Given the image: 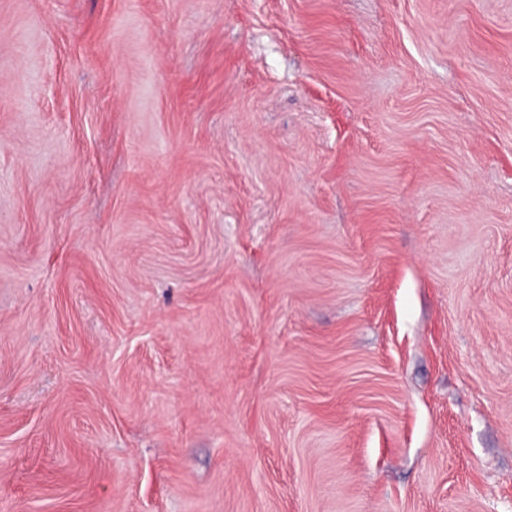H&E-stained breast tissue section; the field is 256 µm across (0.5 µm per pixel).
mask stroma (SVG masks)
<instances>
[{
  "instance_id": "obj_1",
  "label": "stroma",
  "mask_w": 512,
  "mask_h": 512,
  "mask_svg": "<svg viewBox=\"0 0 512 512\" xmlns=\"http://www.w3.org/2000/svg\"><path fill=\"white\" fill-rule=\"evenodd\" d=\"M0 512H512V0H0Z\"/></svg>"
}]
</instances>
